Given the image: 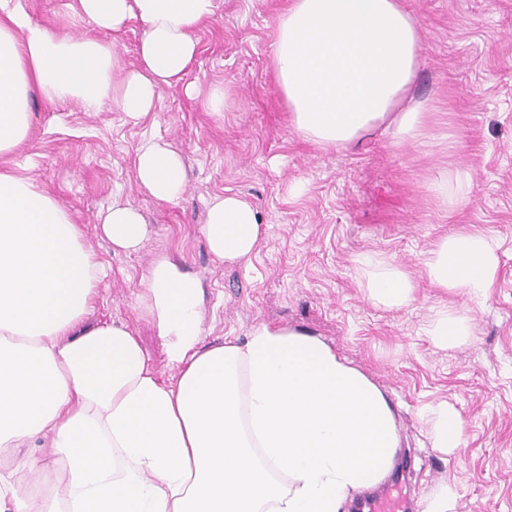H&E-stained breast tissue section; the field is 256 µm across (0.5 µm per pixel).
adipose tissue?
<instances>
[{
    "label": "adipose tissue",
    "mask_w": 512,
    "mask_h": 512,
    "mask_svg": "<svg viewBox=\"0 0 512 512\" xmlns=\"http://www.w3.org/2000/svg\"><path fill=\"white\" fill-rule=\"evenodd\" d=\"M213 0H78L75 37L33 23L0 0V157L29 134V99H104L131 120L155 107L160 85L194 63L196 32ZM144 25L138 63L121 70L113 40ZM423 31L402 0H290L270 63L301 138L322 149L375 132L394 148L432 138L435 110L415 100ZM138 189L162 202L185 190L181 156L150 139L137 151ZM471 174L454 168L428 184L448 212L469 198ZM113 249L137 252L142 213L112 203L99 216ZM213 256L249 260L264 237L258 211L235 194L213 196L202 227ZM369 300L409 305L410 272L383 255L364 261ZM497 245L478 229L437 239L423 273L443 291L483 303L498 272ZM103 265L69 211L19 170L0 169V512H342L382 483L400 451L381 388L321 338L260 323L245 339L206 344L202 292L184 263L159 255L139 303L165 346L161 379L125 323L90 322ZM445 347L466 342V315L437 311L428 330ZM41 448L42 457L20 456Z\"/></svg>",
    "instance_id": "ef3b65f1"
}]
</instances>
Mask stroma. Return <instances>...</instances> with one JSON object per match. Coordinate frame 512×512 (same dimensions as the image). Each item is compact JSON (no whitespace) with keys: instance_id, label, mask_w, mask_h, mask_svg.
<instances>
[{"instance_id":"35a3bbf8","label":"stroma","mask_w":512,"mask_h":512,"mask_svg":"<svg viewBox=\"0 0 512 512\" xmlns=\"http://www.w3.org/2000/svg\"><path fill=\"white\" fill-rule=\"evenodd\" d=\"M288 0H214L196 34L198 54L181 83L160 86L156 107L133 122L104 101L88 112L33 93V124L16 158L72 212L103 263L93 320L125 321L152 365L168 375L166 352L138 302L139 279L166 252L199 279L205 340L245 338L258 323L318 336L363 371L391 401L410 477L401 493L424 512L437 486L453 481L456 512H512V0H404L423 26L418 99L445 115L429 145L397 151L378 134L361 147L322 151L292 131L270 65ZM224 93L222 111L209 108ZM456 147H448L446 134ZM159 137L185 162L186 187L173 203L137 188L139 147ZM463 164L471 200L442 212L427 190L438 172ZM236 194L267 232L249 261L228 264L202 233L207 203ZM121 200L152 233L135 254L113 251L98 216ZM475 225L500 244L499 270L485 304L447 295L423 274L439 237ZM380 253L410 271L414 300L386 310L368 300L362 261ZM467 311L473 334L443 348L427 334L437 308ZM448 402L465 423L466 445H433L429 406Z\"/></svg>"}]
</instances>
